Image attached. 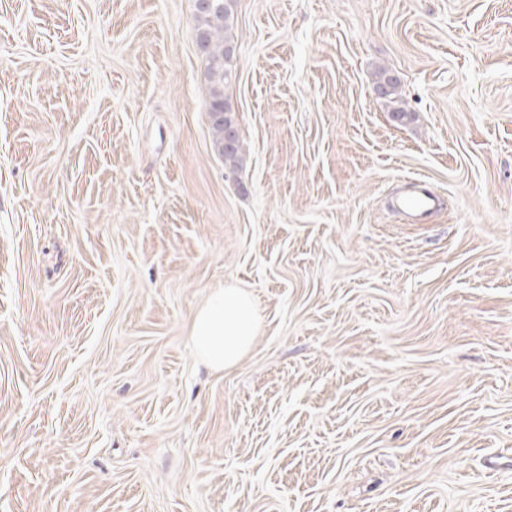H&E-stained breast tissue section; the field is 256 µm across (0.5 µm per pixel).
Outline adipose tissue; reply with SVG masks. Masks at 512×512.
<instances>
[{
    "instance_id": "adipose-tissue-1",
    "label": "adipose tissue",
    "mask_w": 512,
    "mask_h": 512,
    "mask_svg": "<svg viewBox=\"0 0 512 512\" xmlns=\"http://www.w3.org/2000/svg\"><path fill=\"white\" fill-rule=\"evenodd\" d=\"M260 316L253 296L243 288L212 292L195 312L190 340L210 369L234 367L247 355L259 333Z\"/></svg>"
}]
</instances>
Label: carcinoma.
<instances>
[{
  "mask_svg": "<svg viewBox=\"0 0 512 512\" xmlns=\"http://www.w3.org/2000/svg\"><path fill=\"white\" fill-rule=\"evenodd\" d=\"M236 0H213V6L207 9L195 8V34L204 62V79L208 89L206 108L209 111L223 113L219 119L210 118L212 142L218 154L224 157V163L232 169L241 166L243 158L239 139L225 146L228 133L234 131L232 109L225 94L226 88L236 78L233 59L227 57L226 48L233 45L231 30L235 19ZM376 87L379 95L389 100L391 112L398 120L411 116L404 101L398 96V81L382 70L376 75Z\"/></svg>",
  "mask_w": 512,
  "mask_h": 512,
  "instance_id": "1",
  "label": "carcinoma"
}]
</instances>
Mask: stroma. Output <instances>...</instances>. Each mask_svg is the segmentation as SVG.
Instances as JSON below:
<instances>
[{
    "instance_id": "stroma-1",
    "label": "stroma",
    "mask_w": 512,
    "mask_h": 512,
    "mask_svg": "<svg viewBox=\"0 0 512 512\" xmlns=\"http://www.w3.org/2000/svg\"><path fill=\"white\" fill-rule=\"evenodd\" d=\"M232 39L235 171L194 0H0V512H512V0H237ZM227 285L264 322L215 373ZM376 87L379 95L388 99L394 106L391 109L393 116L398 120H403L411 116V113L405 107L404 101L398 96V81L388 75L385 70H381L376 75ZM434 196L424 187L413 183L398 198V208L410 217L425 216L435 208ZM259 328L260 316L251 293L224 287L212 292L196 310L190 340L207 367L224 371L250 352Z\"/></svg>"
}]
</instances>
